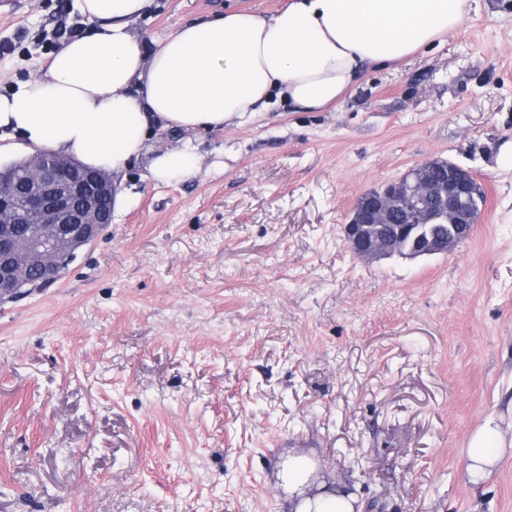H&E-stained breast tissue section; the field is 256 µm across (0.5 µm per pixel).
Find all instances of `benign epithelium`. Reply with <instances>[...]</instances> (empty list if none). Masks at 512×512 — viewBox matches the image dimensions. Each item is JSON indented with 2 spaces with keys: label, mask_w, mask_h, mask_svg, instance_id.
I'll list each match as a JSON object with an SVG mask.
<instances>
[{
  "label": "benign epithelium",
  "mask_w": 512,
  "mask_h": 512,
  "mask_svg": "<svg viewBox=\"0 0 512 512\" xmlns=\"http://www.w3.org/2000/svg\"><path fill=\"white\" fill-rule=\"evenodd\" d=\"M432 165L427 160L385 183L381 192L369 190L357 200L343 227L347 246L356 256L373 261L406 248V257L414 259L452 251L458 245V225L452 216L462 205L463 219L470 225L477 223L482 199L469 197L465 186L451 179L446 187L431 186ZM27 167L31 174L19 191L0 178V223L29 225L26 237L19 241L3 229L1 302L27 296L59 279L78 253L100 235L102 221L97 216L103 201L115 193L107 174L91 171L72 158L43 151L28 157ZM428 196L437 200L436 208L421 205ZM395 207L405 210L407 222L385 233L383 226ZM443 221L448 223V239L424 233L426 225ZM31 268L39 269L42 278H25Z\"/></svg>",
  "instance_id": "1"
}]
</instances>
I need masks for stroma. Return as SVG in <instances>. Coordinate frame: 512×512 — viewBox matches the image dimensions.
Returning a JSON list of instances; mask_svg holds the SVG:
<instances>
[{
    "instance_id": "35a3bbf8",
    "label": "stroma",
    "mask_w": 512,
    "mask_h": 512,
    "mask_svg": "<svg viewBox=\"0 0 512 512\" xmlns=\"http://www.w3.org/2000/svg\"><path fill=\"white\" fill-rule=\"evenodd\" d=\"M286 0H155L147 41ZM73 0H0V94L59 49ZM196 175L148 179L184 145ZM512 0L319 111L151 136L111 224L50 288L0 303V512H294L281 473L384 512H512ZM445 158L484 187L470 237L366 261V190ZM482 485L464 450L488 415Z\"/></svg>"
}]
</instances>
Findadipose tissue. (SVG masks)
I'll return each mask as SVG.
<instances>
[{
	"label": "adipose tissue",
	"mask_w": 512,
	"mask_h": 512,
	"mask_svg": "<svg viewBox=\"0 0 512 512\" xmlns=\"http://www.w3.org/2000/svg\"><path fill=\"white\" fill-rule=\"evenodd\" d=\"M468 0H289L274 13L229 12L178 26L148 47L136 22L153 0H74L91 24L47 70L0 95V150H50L119 175L151 132H201L255 119L272 98L320 109L368 70L443 41ZM184 148L151 158L161 182L199 169ZM499 433L487 417L466 451L471 482L485 479Z\"/></svg>",
	"instance_id": "ef3b65f1"
}]
</instances>
